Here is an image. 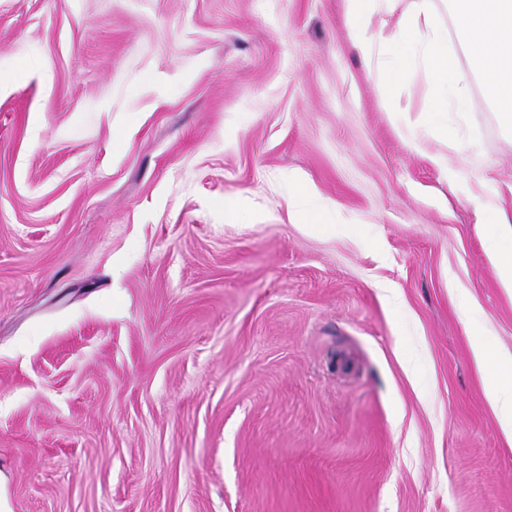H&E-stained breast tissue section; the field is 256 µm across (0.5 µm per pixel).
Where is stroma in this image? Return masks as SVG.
Here are the masks:
<instances>
[{"label": "stroma", "mask_w": 512, "mask_h": 512, "mask_svg": "<svg viewBox=\"0 0 512 512\" xmlns=\"http://www.w3.org/2000/svg\"><path fill=\"white\" fill-rule=\"evenodd\" d=\"M431 95L345 0H0V512H512V135ZM487 254L497 271L502 288L512 292V251L502 249L496 241H490ZM472 356L475 364L488 373L487 400L499 416L504 434L512 439V357L507 365L502 364L497 352L485 343L474 346Z\"/></svg>", "instance_id": "obj_1"}]
</instances>
